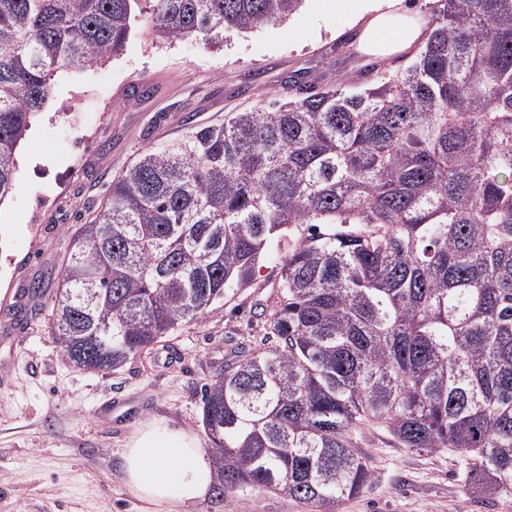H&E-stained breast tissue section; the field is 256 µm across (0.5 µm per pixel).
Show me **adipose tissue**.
Returning <instances> with one entry per match:
<instances>
[{
	"instance_id": "adipose-tissue-1",
	"label": "adipose tissue",
	"mask_w": 512,
	"mask_h": 512,
	"mask_svg": "<svg viewBox=\"0 0 512 512\" xmlns=\"http://www.w3.org/2000/svg\"><path fill=\"white\" fill-rule=\"evenodd\" d=\"M404 0H325L328 16L344 17L360 27V48L388 57L410 48L424 36ZM121 478L136 499L166 506L168 512H191L207 495L214 479L211 455L191 432L158 422L143 423L121 454Z\"/></svg>"
}]
</instances>
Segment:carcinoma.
Returning <instances> with one entry per match:
<instances>
[{"mask_svg":"<svg viewBox=\"0 0 512 512\" xmlns=\"http://www.w3.org/2000/svg\"><path fill=\"white\" fill-rule=\"evenodd\" d=\"M140 0H0V202L62 69L123 51ZM158 41H224L305 0H147ZM405 69L321 86L146 148L70 238L51 330L117 370L275 258V343L224 367L202 423L217 496L335 512L373 471L365 428L467 458L512 497V0H436Z\"/></svg>","mask_w":512,"mask_h":512,"instance_id":"obj_1","label":"carcinoma"}]
</instances>
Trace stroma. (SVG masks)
<instances>
[{
    "label": "stroma",
    "instance_id": "35a3bbf8",
    "mask_svg": "<svg viewBox=\"0 0 512 512\" xmlns=\"http://www.w3.org/2000/svg\"><path fill=\"white\" fill-rule=\"evenodd\" d=\"M320 6L305 0L282 25L212 46L156 42L140 15L119 57L56 74L52 99L19 145L14 191L0 203V371L8 376L0 384V512H167L126 492L122 448L151 420L190 431L209 448L202 391L269 336L276 262L263 261L249 288L114 371L74 367L47 316L71 228L147 147L332 74L362 85L410 65V51L385 59L360 53L357 26L318 20ZM168 351L177 355L169 365L159 360ZM354 445L374 476L337 512H512V498L469 493L457 452L411 450L382 429L356 434ZM194 512L309 509L250 488L225 500L207 495Z\"/></svg>",
    "mask_w": 512,
    "mask_h": 512
}]
</instances>
